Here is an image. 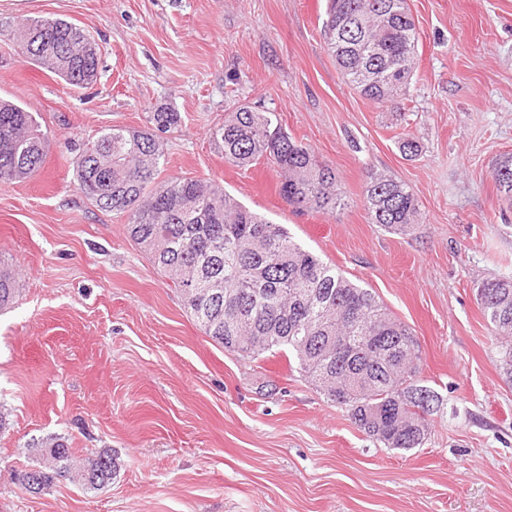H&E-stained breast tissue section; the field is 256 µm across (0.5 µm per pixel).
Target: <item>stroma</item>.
Here are the masks:
<instances>
[{"mask_svg": "<svg viewBox=\"0 0 512 512\" xmlns=\"http://www.w3.org/2000/svg\"><path fill=\"white\" fill-rule=\"evenodd\" d=\"M408 4L416 72L398 107L379 108L325 46L328 0H0V99L48 137L40 172L0 185V258L20 285L0 313V512H512V384L476 297L512 275V200L493 179L512 156V0ZM33 18L94 38L96 82L75 90L21 58L8 36ZM241 104L278 113L335 170L345 207L293 210L267 160L226 163L211 132ZM163 109L181 117L163 177L220 184L410 327L444 400L423 447L376 443L283 355L214 343L125 216L78 190L83 140ZM404 133L418 156L401 153ZM375 172L414 194L410 233L369 223ZM51 435L81 457L111 451V483L21 489L13 472Z\"/></svg>", "mask_w": 512, "mask_h": 512, "instance_id": "obj_1", "label": "stroma"}]
</instances>
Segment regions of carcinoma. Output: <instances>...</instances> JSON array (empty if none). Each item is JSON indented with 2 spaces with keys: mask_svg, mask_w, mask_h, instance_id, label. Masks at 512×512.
Instances as JSON below:
<instances>
[{
  "mask_svg": "<svg viewBox=\"0 0 512 512\" xmlns=\"http://www.w3.org/2000/svg\"><path fill=\"white\" fill-rule=\"evenodd\" d=\"M38 26V53L29 61L71 86L97 80L100 55L84 29L62 19L42 25L34 18L12 35ZM324 34L342 76L362 98L383 107L406 96L416 43L407 0H329ZM152 122V130L114 126L82 143L74 165L77 189L95 207L126 216L130 238L151 255L214 343L252 360L286 351L296 369L369 438L390 449L422 447L443 402L420 376L410 329L370 289L218 185L160 179V134L176 128L180 115L161 110ZM212 138L233 166L267 159L279 173V195L289 207L333 213L344 205L333 169L288 134L276 113L240 106L225 114ZM46 147L32 113L1 100L0 184L35 175ZM494 179L511 197L512 157L495 169ZM363 200L371 224L403 233L417 223L414 194L391 175H371ZM18 294L14 269L0 266V310L10 308ZM477 296L500 344V369L512 382V276L482 281ZM32 452L36 465L21 471L28 478L54 474L94 491L117 472L107 451L74 461L59 436L43 439Z\"/></svg>",
  "mask_w": 512,
  "mask_h": 512,
  "instance_id": "obj_1",
  "label": "carcinoma"
}]
</instances>
